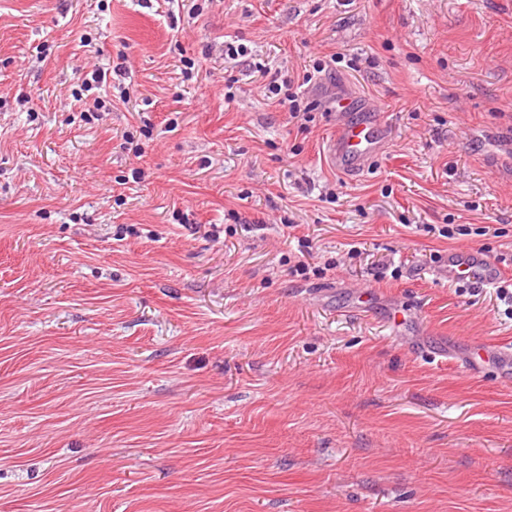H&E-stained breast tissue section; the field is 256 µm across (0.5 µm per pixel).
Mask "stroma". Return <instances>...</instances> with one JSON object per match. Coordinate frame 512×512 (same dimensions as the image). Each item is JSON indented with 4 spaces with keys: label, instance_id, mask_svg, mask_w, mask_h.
<instances>
[{
    "label": "stroma",
    "instance_id": "35a3bbf8",
    "mask_svg": "<svg viewBox=\"0 0 512 512\" xmlns=\"http://www.w3.org/2000/svg\"><path fill=\"white\" fill-rule=\"evenodd\" d=\"M317 61L301 132L255 65ZM339 92L382 122L357 176ZM466 249L512 278V0H0V512H512ZM500 268L477 250L448 253L439 273L449 282H472L489 285L497 280Z\"/></svg>",
    "mask_w": 512,
    "mask_h": 512
}]
</instances>
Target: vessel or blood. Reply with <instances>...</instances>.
<instances>
[{
	"label": "vessel or blood",
	"instance_id": "vessel-or-blood-1",
	"mask_svg": "<svg viewBox=\"0 0 512 512\" xmlns=\"http://www.w3.org/2000/svg\"><path fill=\"white\" fill-rule=\"evenodd\" d=\"M353 99L346 94L336 97L335 111L340 121L336 135L328 145V155L334 166L344 173L362 172L368 161L381 149L382 126L375 114L352 118ZM439 272L452 282H472L489 285L496 281L499 267L477 250L455 251L444 259Z\"/></svg>",
	"mask_w": 512,
	"mask_h": 512
}]
</instances>
